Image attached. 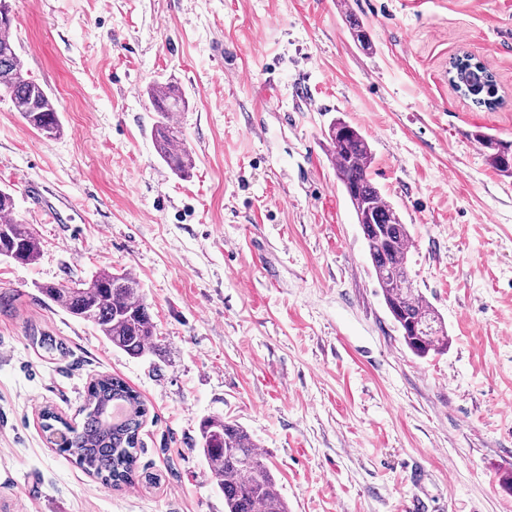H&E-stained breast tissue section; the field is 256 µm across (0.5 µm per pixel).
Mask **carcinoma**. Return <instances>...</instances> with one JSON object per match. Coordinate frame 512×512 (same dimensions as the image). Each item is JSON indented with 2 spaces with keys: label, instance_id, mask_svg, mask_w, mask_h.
Here are the masks:
<instances>
[{
  "label": "carcinoma",
  "instance_id": "cac0c4a2",
  "mask_svg": "<svg viewBox=\"0 0 512 512\" xmlns=\"http://www.w3.org/2000/svg\"><path fill=\"white\" fill-rule=\"evenodd\" d=\"M350 35L364 50L371 49L365 26L352 13L346 14ZM474 66L456 57L450 61L451 83L479 106L493 110L501 103L496 75L482 66L486 82L479 90L469 88L459 75ZM7 92L23 121L45 138L57 137L61 123L53 99L28 78L17 52L11 25L0 22V91ZM149 96L157 119L153 127L159 156L168 169L187 178L194 168L181 128L173 115L186 107L180 89L156 83ZM488 158L497 170L512 174V144L479 135ZM336 176L355 213H363L361 226L374 275L387 308L402 332L408 349L420 358L448 350V331L433 305L414 288L408 273L410 232L396 209L389 205L373 182V153L366 135L338 118L325 135ZM14 198L0 190V257L27 265L35 262L41 243L33 228L14 216ZM40 293L59 304L71 317L94 326L113 347L131 357L142 356L156 337L150 304L140 281L129 273L97 271L74 288L44 284ZM122 399L130 405V416L120 424L104 418L107 404ZM79 426L68 425L55 413L44 412V427L61 424L66 437L60 452L110 487L132 483L137 471L139 433L148 415L141 395L119 377L101 376L87 386L80 409ZM200 450L207 459L216 484L224 493L225 512H288L276 489V479L257 451V445L241 426L219 417L199 424Z\"/></svg>",
  "mask_w": 512,
  "mask_h": 512
}]
</instances>
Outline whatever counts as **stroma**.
I'll use <instances>...</instances> for the list:
<instances>
[{
	"mask_svg": "<svg viewBox=\"0 0 512 512\" xmlns=\"http://www.w3.org/2000/svg\"><path fill=\"white\" fill-rule=\"evenodd\" d=\"M10 4L62 132L0 96V188L41 242L35 264L0 259V512H224L208 416L252 435L288 512H512V176L476 140L512 143V0ZM463 51L496 75L497 109L453 87ZM153 83L188 101L190 177L155 150ZM337 117L368 137L444 353L415 356L385 305L324 139ZM101 270L139 279L156 351L113 349L38 292ZM102 375L149 409L119 489L41 419L78 425Z\"/></svg>",
	"mask_w": 512,
	"mask_h": 512,
	"instance_id": "obj_1",
	"label": "stroma"
}]
</instances>
